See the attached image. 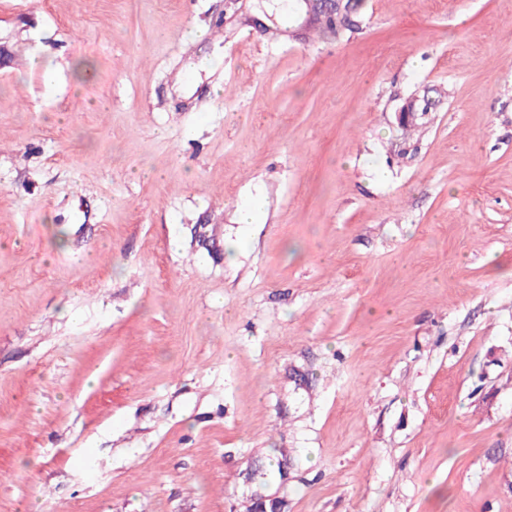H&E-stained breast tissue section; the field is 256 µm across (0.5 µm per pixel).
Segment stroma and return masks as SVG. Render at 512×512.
Segmentation results:
<instances>
[{
	"mask_svg": "<svg viewBox=\"0 0 512 512\" xmlns=\"http://www.w3.org/2000/svg\"><path fill=\"white\" fill-rule=\"evenodd\" d=\"M354 2L0 0V512H512V0Z\"/></svg>",
	"mask_w": 512,
	"mask_h": 512,
	"instance_id": "1",
	"label": "stroma"
}]
</instances>
